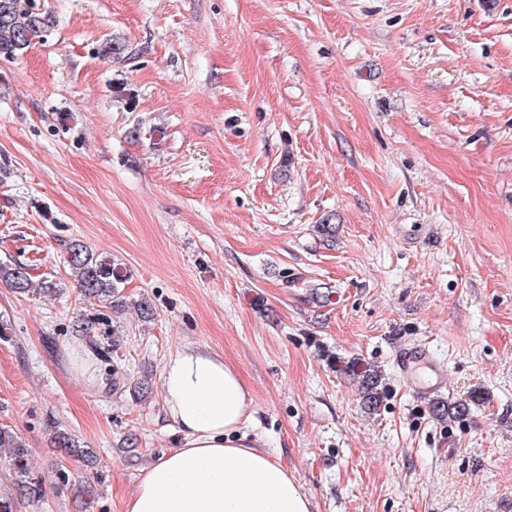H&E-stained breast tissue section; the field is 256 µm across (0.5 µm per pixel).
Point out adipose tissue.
<instances>
[{
  "label": "adipose tissue",
  "instance_id": "ef3b65f1",
  "mask_svg": "<svg viewBox=\"0 0 512 512\" xmlns=\"http://www.w3.org/2000/svg\"><path fill=\"white\" fill-rule=\"evenodd\" d=\"M182 444L141 473L125 512H315L293 474L249 438L252 394L223 357L186 347L162 368Z\"/></svg>",
  "mask_w": 512,
  "mask_h": 512
}]
</instances>
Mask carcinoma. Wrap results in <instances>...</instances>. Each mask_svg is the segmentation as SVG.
Here are the masks:
<instances>
[{"label": "carcinoma", "mask_w": 512, "mask_h": 512, "mask_svg": "<svg viewBox=\"0 0 512 512\" xmlns=\"http://www.w3.org/2000/svg\"><path fill=\"white\" fill-rule=\"evenodd\" d=\"M49 19L40 12L35 0H0V57L14 59L31 43L45 36ZM68 265L77 281L84 300L102 303L111 308L122 305L121 288L127 275L120 264L108 257H96L81 242L71 244ZM0 279L18 294H28L32 283L25 268L0 267ZM359 384L362 404L368 411H377L384 398L383 374L368 365L351 363L343 368ZM466 402L448 403L435 399L430 405L432 415L439 421L457 422L470 413ZM56 447L71 457L92 458L91 451L81 448L71 435L59 432L54 437ZM0 448L9 449L11 460L18 473L27 471L28 451L12 431L0 428Z\"/></svg>", "instance_id": "obj_1"}]
</instances>
